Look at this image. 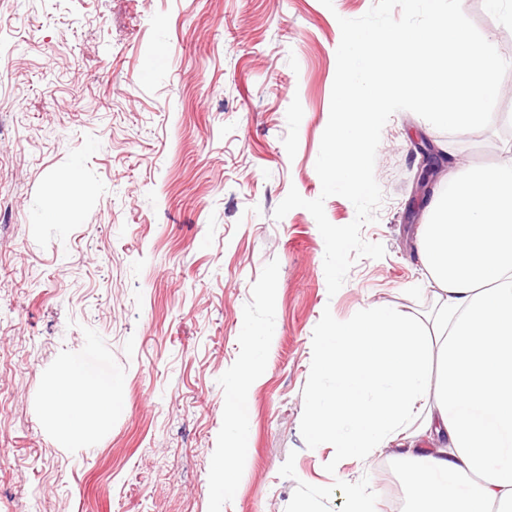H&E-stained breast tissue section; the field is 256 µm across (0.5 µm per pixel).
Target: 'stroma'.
<instances>
[{
  "instance_id": "obj_1",
  "label": "stroma",
  "mask_w": 512,
  "mask_h": 512,
  "mask_svg": "<svg viewBox=\"0 0 512 512\" xmlns=\"http://www.w3.org/2000/svg\"><path fill=\"white\" fill-rule=\"evenodd\" d=\"M374 0H0V512H408L400 451L346 455L314 438L310 389L338 321L381 308L430 328L439 289L412 205L423 134L440 175L512 167V70L489 127L448 134L410 111L377 150L383 192L362 237L382 244L329 294L325 244L289 189L321 193L339 18ZM512 62V15L462 0ZM74 210V221L58 211ZM270 343L232 494H218L224 381L248 330ZM94 353L120 409L78 438L43 406L68 361Z\"/></svg>"
}]
</instances>
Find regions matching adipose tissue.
<instances>
[{"instance_id":"1","label":"adipose tissue","mask_w":512,"mask_h":512,"mask_svg":"<svg viewBox=\"0 0 512 512\" xmlns=\"http://www.w3.org/2000/svg\"><path fill=\"white\" fill-rule=\"evenodd\" d=\"M433 212L419 243L425 272L442 290L431 335L387 310L330 327L321 373L331 383L312 387V430L366 455L407 440L409 423H418L443 445L408 454L411 512H512V465L501 462L512 446V168L451 179ZM265 346L252 336L225 381L220 493L232 491L247 451L252 379ZM119 384L102 357L74 358L44 416L60 426L102 402L118 409Z\"/></svg>"}]
</instances>
